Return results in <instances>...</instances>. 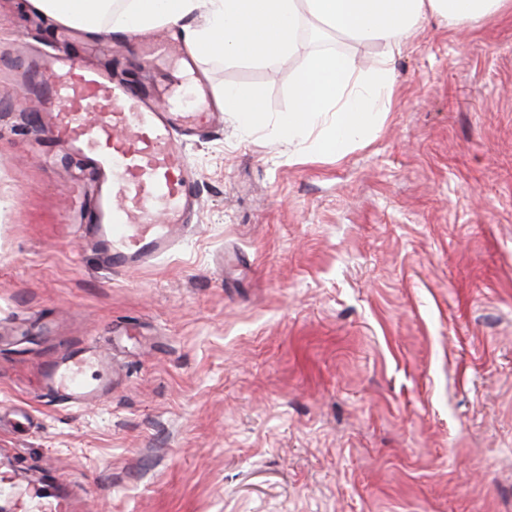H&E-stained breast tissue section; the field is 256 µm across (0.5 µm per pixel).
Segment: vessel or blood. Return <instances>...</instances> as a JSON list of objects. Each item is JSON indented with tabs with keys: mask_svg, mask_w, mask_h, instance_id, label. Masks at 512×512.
Instances as JSON below:
<instances>
[{
	"mask_svg": "<svg viewBox=\"0 0 512 512\" xmlns=\"http://www.w3.org/2000/svg\"><path fill=\"white\" fill-rule=\"evenodd\" d=\"M77 32L56 33L59 50L29 56L27 77L47 105L40 116L50 137L38 153L64 149L76 163L74 191L91 183L92 205L74 215L77 232L95 247L112 271L154 265L178 251L194 226L199 201L195 168L184 141L219 126L218 112L199 111L208 89L202 79L186 81L168 105L109 67L89 66L67 51ZM180 30H170L145 54V61L179 49ZM112 351L88 336L38 368L32 391L68 408H80L112 391ZM0 497L12 512H78L80 496L59 492L43 474L16 478L11 457H0Z\"/></svg>",
	"mask_w": 512,
	"mask_h": 512,
	"instance_id": "b4317fda",
	"label": "vessel or blood"
}]
</instances>
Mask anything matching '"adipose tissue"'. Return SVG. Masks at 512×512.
I'll use <instances>...</instances> for the list:
<instances>
[{"mask_svg":"<svg viewBox=\"0 0 512 512\" xmlns=\"http://www.w3.org/2000/svg\"><path fill=\"white\" fill-rule=\"evenodd\" d=\"M41 12L90 32H144L177 26L190 52L228 62L285 61L298 47L301 20L336 34L383 43L369 67L342 53H316L293 85V106L269 117L263 99L224 90V110L245 132L313 155L344 158L367 142L392 109V66L409 31L433 18L456 26L493 19L512 0H34Z\"/></svg>","mask_w":512,"mask_h":512,"instance_id":"ef3b65f1","label":"adipose tissue"}]
</instances>
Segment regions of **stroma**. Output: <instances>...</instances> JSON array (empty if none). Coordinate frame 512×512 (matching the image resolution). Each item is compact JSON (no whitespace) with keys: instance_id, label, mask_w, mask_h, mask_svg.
I'll return each mask as SVG.
<instances>
[{"instance_id":"35a3bbf8","label":"stroma","mask_w":512,"mask_h":512,"mask_svg":"<svg viewBox=\"0 0 512 512\" xmlns=\"http://www.w3.org/2000/svg\"><path fill=\"white\" fill-rule=\"evenodd\" d=\"M58 21L0 0V428L21 473L52 468L80 512H512V11L464 31L428 20L393 64V108L343 160L303 158L232 122L184 144L196 229L155 266L105 267L64 224L87 204L37 161L42 111L20 87ZM195 61L210 90L293 105L316 52ZM138 45L90 62L143 84ZM148 343L114 359L111 395L59 410L34 366L112 323Z\"/></svg>"}]
</instances>
